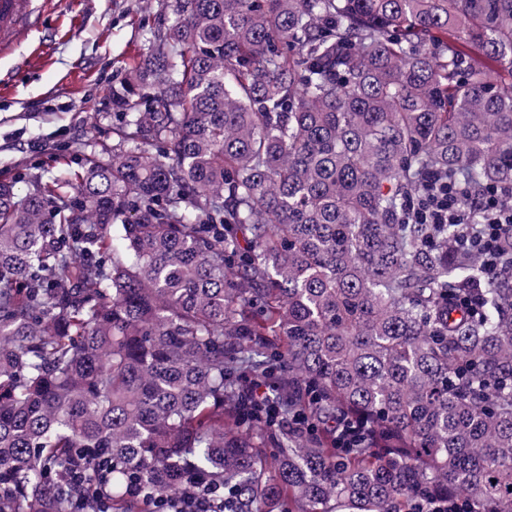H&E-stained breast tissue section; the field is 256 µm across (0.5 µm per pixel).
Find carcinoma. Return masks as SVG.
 I'll return each instance as SVG.
<instances>
[{
  "label": "carcinoma",
  "mask_w": 512,
  "mask_h": 512,
  "mask_svg": "<svg viewBox=\"0 0 512 512\" xmlns=\"http://www.w3.org/2000/svg\"><path fill=\"white\" fill-rule=\"evenodd\" d=\"M163 4L111 155L0 179V512H512V275L405 221L512 184V0ZM214 492L198 491L176 495L165 503L167 512H223L224 499L211 496ZM455 498L442 495H425L413 499L409 512H451Z\"/></svg>",
  "instance_id": "obj_1"
}]
</instances>
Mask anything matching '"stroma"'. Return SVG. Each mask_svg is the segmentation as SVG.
Masks as SVG:
<instances>
[{"label": "stroma", "instance_id": "obj_1", "mask_svg": "<svg viewBox=\"0 0 512 512\" xmlns=\"http://www.w3.org/2000/svg\"><path fill=\"white\" fill-rule=\"evenodd\" d=\"M159 0H74L49 11L48 39L0 59V178L25 193L55 169L49 154L112 144V88L163 19Z\"/></svg>", "mask_w": 512, "mask_h": 512}]
</instances>
